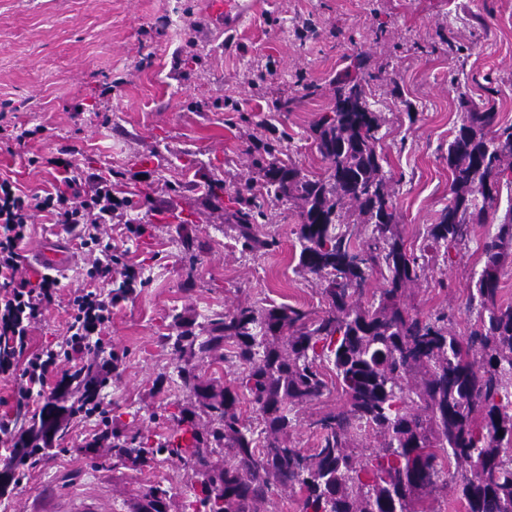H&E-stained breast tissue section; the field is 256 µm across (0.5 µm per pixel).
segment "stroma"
<instances>
[{"mask_svg": "<svg viewBox=\"0 0 512 512\" xmlns=\"http://www.w3.org/2000/svg\"><path fill=\"white\" fill-rule=\"evenodd\" d=\"M232 42L206 21L207 0H0V113L45 132L0 152V174L22 190L50 188L55 171L28 159L70 146L83 170L113 167L117 189H149L137 209L112 220L143 283L112 308L105 338L122 355L99 389L105 413L77 415L63 439L20 466L0 512H130L159 481L191 498L182 464L113 471L99 441L113 426L164 431L165 405L186 402L181 360L159 338L173 315L206 335L208 319L240 303L290 304L321 312L316 276L297 267L295 202L262 200L261 233L273 247L241 253L236 230L205 187L255 186L253 161L277 140L281 158L324 173L311 128L334 103L348 69L371 75L368 101L381 125L383 168L408 249L448 202V143L461 123L460 92L512 124V0H262ZM189 216L180 225L176 214ZM151 225L138 237L127 222ZM491 225H474L466 249L425 251L428 269L412 298L424 314L458 308L481 271ZM208 241L196 266L185 237Z\"/></svg>", "mask_w": 512, "mask_h": 512, "instance_id": "stroma-1", "label": "stroma"}]
</instances>
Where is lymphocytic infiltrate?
I'll return each instance as SVG.
<instances>
[{"label": "lymphocytic infiltrate", "mask_w": 512, "mask_h": 512, "mask_svg": "<svg viewBox=\"0 0 512 512\" xmlns=\"http://www.w3.org/2000/svg\"><path fill=\"white\" fill-rule=\"evenodd\" d=\"M67 147L52 156L31 157V164L58 168L51 188L35 193L20 189L10 177H0V378L17 381L18 406L45 397L52 385H74L89 356L106 351L103 338L112 322L113 284L133 288L139 271L122 252L105 243L102 225L111 223L126 198L112 191L111 171L78 169ZM46 217L75 237L85 254L86 287L70 294L64 337L39 352H31V331L55 304L61 288L56 277L42 271L27 275L22 244L31 219Z\"/></svg>", "instance_id": "1"}]
</instances>
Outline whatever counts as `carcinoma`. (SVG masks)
Masks as SVG:
<instances>
[{
    "label": "carcinoma",
    "instance_id": "carcinoma-1",
    "mask_svg": "<svg viewBox=\"0 0 512 512\" xmlns=\"http://www.w3.org/2000/svg\"><path fill=\"white\" fill-rule=\"evenodd\" d=\"M367 85L355 78L337 87L331 111L313 126L328 162L323 175L281 163L273 143L255 161L266 195L300 204L298 268L322 281L327 308L314 316L288 304L238 306L214 314L206 336L173 316L180 332L163 341L185 359L178 375L190 402L166 416L169 433L155 443L112 425L113 468L141 471L163 455L179 460L194 490L192 512H270L286 490L301 494L299 512H435L431 500L445 488L466 512H512V304L500 297L502 269L512 263V207L497 216L500 181L512 172V125L461 93L466 115L448 144V204L427 229V241L449 251L467 245L471 225H495L463 306L475 318L461 336L453 314L407 307L425 256L406 249L398 231ZM228 201L241 252L274 245L259 234L255 195ZM351 208L356 223L370 227L363 246L341 228ZM376 275L383 286L364 303ZM193 358L224 362L228 380L202 379ZM99 382L90 370L79 396H48L9 466L51 450L49 433H64ZM333 388L342 404L309 421L317 447L288 446L299 409ZM242 395L257 406L258 424L244 418ZM371 439L377 446L367 447ZM365 447L369 453L355 452ZM173 498L152 484L133 512H170Z\"/></svg>",
    "mask_w": 512,
    "mask_h": 512
}]
</instances>
